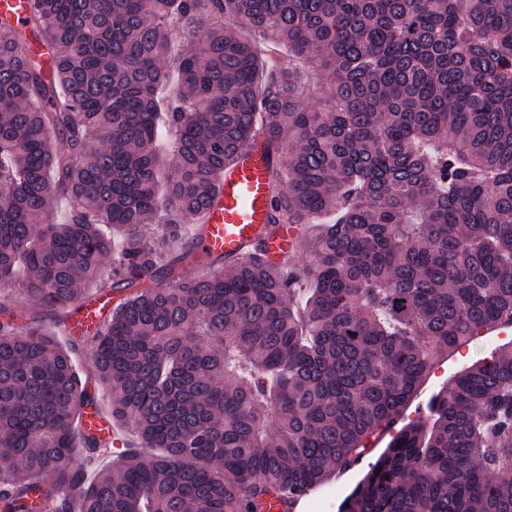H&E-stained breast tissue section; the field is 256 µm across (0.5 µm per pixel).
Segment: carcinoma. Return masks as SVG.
I'll use <instances>...</instances> for the list:
<instances>
[{
	"label": "carcinoma",
	"instance_id": "obj_1",
	"mask_svg": "<svg viewBox=\"0 0 512 512\" xmlns=\"http://www.w3.org/2000/svg\"><path fill=\"white\" fill-rule=\"evenodd\" d=\"M29 25L0 15V311L125 294L68 349V320L0 321V512H271L362 461L437 356L512 323V0H32ZM259 137L269 224L228 263L203 224L182 243ZM319 216L302 263L269 260L277 225ZM100 389L137 441L90 475L114 448L79 427ZM340 512H512V349L434 395Z\"/></svg>",
	"mask_w": 512,
	"mask_h": 512
}]
</instances>
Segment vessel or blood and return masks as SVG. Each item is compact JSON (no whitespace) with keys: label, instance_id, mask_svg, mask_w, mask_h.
Masks as SVG:
<instances>
[{"label":"vessel or blood","instance_id":"b4317fda","mask_svg":"<svg viewBox=\"0 0 512 512\" xmlns=\"http://www.w3.org/2000/svg\"><path fill=\"white\" fill-rule=\"evenodd\" d=\"M267 168L261 145H250L242 152L235 168L225 176L216 204L204 213L207 233L200 242L201 248L231 260L241 256L268 222L271 194ZM298 236L296 225H278L267 240L269 258L276 261L291 252ZM109 307L110 300L103 294L87 297L73 319V330L79 332L102 321Z\"/></svg>","mask_w":512,"mask_h":512}]
</instances>
